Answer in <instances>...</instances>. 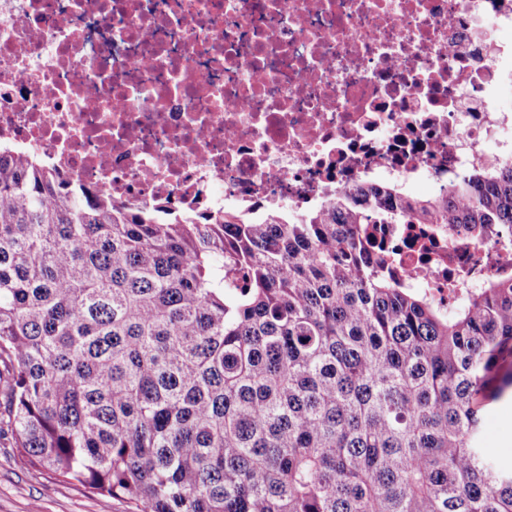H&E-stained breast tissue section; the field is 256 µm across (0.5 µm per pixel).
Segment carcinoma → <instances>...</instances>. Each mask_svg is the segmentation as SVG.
<instances>
[{"mask_svg": "<svg viewBox=\"0 0 512 512\" xmlns=\"http://www.w3.org/2000/svg\"><path fill=\"white\" fill-rule=\"evenodd\" d=\"M408 223L512 244V164L213 215L0 145V436L131 512H512L480 432L512 393V277L442 307L365 256Z\"/></svg>", "mask_w": 512, "mask_h": 512, "instance_id": "obj_1", "label": "carcinoma"}]
</instances>
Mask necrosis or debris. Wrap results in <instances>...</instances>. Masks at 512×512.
Here are the masks:
<instances>
[{"label":"necrosis or debris","instance_id":"4bbe7bcc","mask_svg":"<svg viewBox=\"0 0 512 512\" xmlns=\"http://www.w3.org/2000/svg\"><path fill=\"white\" fill-rule=\"evenodd\" d=\"M512 0H0V140L116 204L301 213L512 162ZM404 284L512 274L497 225L389 224Z\"/></svg>","mask_w":512,"mask_h":512}]
</instances>
